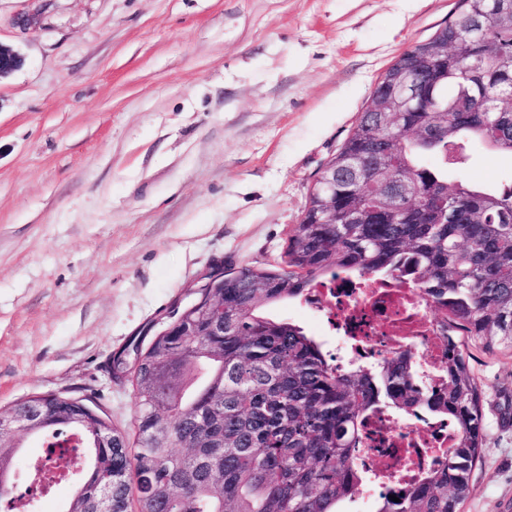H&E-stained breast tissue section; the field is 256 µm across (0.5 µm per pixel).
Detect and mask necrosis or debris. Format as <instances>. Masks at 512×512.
Returning <instances> with one entry per match:
<instances>
[{
  "label": "necrosis or debris",
  "instance_id": "necrosis-or-debris-1",
  "mask_svg": "<svg viewBox=\"0 0 512 512\" xmlns=\"http://www.w3.org/2000/svg\"><path fill=\"white\" fill-rule=\"evenodd\" d=\"M306 304L326 311L328 322L337 324L341 332L357 336L351 364L364 365L413 343L420 349V365L427 378L437 377L442 342L416 289L392 280H357L340 274L326 287L313 289ZM373 426L394 447L381 458L370 453L360 456L367 469L378 475L370 487L377 494L409 483L418 475L422 459L445 457L452 445L451 435L440 432L438 422L424 416L401 422L385 417L374 420Z\"/></svg>",
  "mask_w": 512,
  "mask_h": 512
}]
</instances>
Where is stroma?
Returning <instances> with one entry per match:
<instances>
[{"label": "stroma", "instance_id": "35a3bbf8", "mask_svg": "<svg viewBox=\"0 0 512 512\" xmlns=\"http://www.w3.org/2000/svg\"><path fill=\"white\" fill-rule=\"evenodd\" d=\"M459 0H0V411L41 393L133 433L113 353L216 264L280 260L389 64ZM36 23L21 27V18ZM469 183L512 182L479 141ZM267 315L347 349L296 300ZM484 446L461 512H512V353L468 346Z\"/></svg>", "mask_w": 512, "mask_h": 512}]
</instances>
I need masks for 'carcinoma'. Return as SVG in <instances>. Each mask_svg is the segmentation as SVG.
<instances>
[{
	"label": "carcinoma",
	"mask_w": 512,
	"mask_h": 512,
	"mask_svg": "<svg viewBox=\"0 0 512 512\" xmlns=\"http://www.w3.org/2000/svg\"><path fill=\"white\" fill-rule=\"evenodd\" d=\"M489 0H460L458 19L430 39L452 42L446 62L428 64L429 95L415 112H388L377 122L361 112L328 161L336 170V223L315 224L327 197L311 193L303 223L295 225L283 266L244 265L224 269V307L203 298L177 317L140 352L132 376L138 412L135 438L112 430L95 445L99 421L57 400L36 430L45 447L74 443L87 459L70 505L92 512V486L112 479V512H336L362 486L356 464L369 416L377 409L408 415L425 412L455 429L444 461L433 464L403 490L378 497L375 512H461L483 447L481 390L469 367L467 339L486 348L512 351V183L479 188L452 175L464 168L467 143L475 137L512 158V112H483L499 100L504 54L512 52V0L485 19L479 34L469 16ZM421 42L386 68L389 79L414 64ZM470 98L474 111L459 116L456 97ZM431 127V138L418 136ZM370 142L385 146V167L367 158L359 178L346 176L347 159ZM436 155L441 165L428 164ZM401 175L410 187L411 213L431 211L430 223L411 216L395 224L377 212L381 194L371 182ZM354 212L367 224H349ZM343 272L361 278L404 279L419 291L441 336L443 365L437 383L418 382L420 363L411 348L378 367L333 366L317 339L303 327L262 312L268 304L301 299ZM192 319L200 326L224 322L222 336H184ZM224 439V455L214 439ZM185 452L178 453L176 447ZM18 447H0V496L12 492Z\"/></svg>",
	"instance_id": "carcinoma-1"
}]
</instances>
